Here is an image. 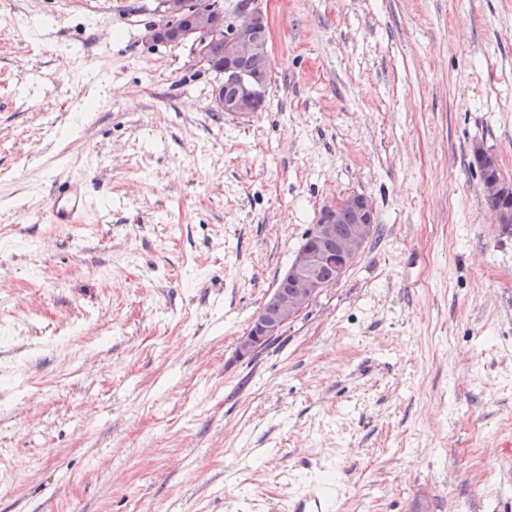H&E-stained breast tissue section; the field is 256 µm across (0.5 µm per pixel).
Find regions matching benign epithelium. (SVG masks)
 <instances>
[{
    "mask_svg": "<svg viewBox=\"0 0 512 512\" xmlns=\"http://www.w3.org/2000/svg\"><path fill=\"white\" fill-rule=\"evenodd\" d=\"M167 21L161 25L149 24L145 38L189 48L194 66L224 77L213 91V103L221 112L247 115L262 107L267 86L258 85L240 73L234 65L239 59L257 54L270 56L268 43L259 42L258 34L268 30L264 13L243 6L240 19L228 23L224 8L218 0H161ZM236 84L234 98L224 96V82ZM356 212L358 223L349 234L336 241L332 252L323 250L320 243L335 235L334 224L339 213ZM376 210L372 200L363 194H348L329 201L320 210L306 240L294 254L281 275L291 288L275 291L271 299L275 307L260 311L248 331L238 339L236 354L240 359L253 356L269 341L282 335L291 322L299 318L329 288L334 287L360 256L375 223ZM333 269L330 278L320 275L322 267Z\"/></svg>",
    "mask_w": 512,
    "mask_h": 512,
    "instance_id": "obj_1",
    "label": "benign epithelium"
}]
</instances>
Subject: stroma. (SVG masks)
Wrapping results in <instances>:
<instances>
[{
  "label": "stroma",
  "instance_id": "35a3bbf8",
  "mask_svg": "<svg viewBox=\"0 0 512 512\" xmlns=\"http://www.w3.org/2000/svg\"><path fill=\"white\" fill-rule=\"evenodd\" d=\"M275 80L148 43L159 0H0V512H500L512 501V0H254ZM86 223L50 224L57 181ZM376 233L253 357L321 207ZM475 160L477 162L478 168L481 172V178L483 182V189L485 185H487L491 179L501 178L498 166L490 165L488 162V155L481 151V149H477L474 152ZM490 191L491 195L485 194V200L490 208H493L491 211L495 214L497 223L500 224H512V212L506 211L503 208L497 209V207L503 206V202L497 198H511L512 197V185L509 182L498 180L490 182ZM496 196V197H495ZM289 512H339L341 506L333 491L324 487H312L293 498Z\"/></svg>",
  "mask_w": 512,
  "mask_h": 512
}]
</instances>
